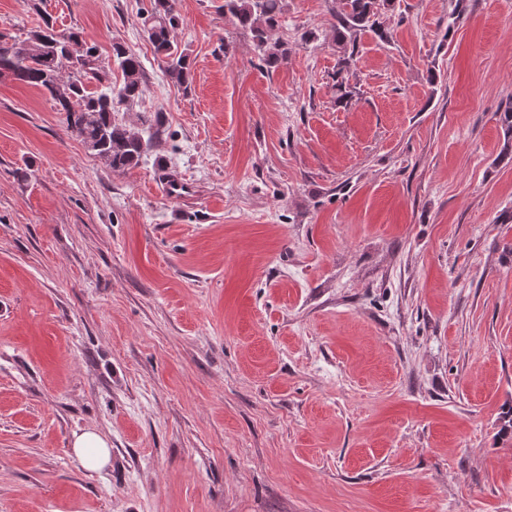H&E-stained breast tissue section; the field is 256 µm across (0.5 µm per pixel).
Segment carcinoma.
Listing matches in <instances>:
<instances>
[{
  "instance_id": "obj_1",
  "label": "carcinoma",
  "mask_w": 512,
  "mask_h": 512,
  "mask_svg": "<svg viewBox=\"0 0 512 512\" xmlns=\"http://www.w3.org/2000/svg\"><path fill=\"white\" fill-rule=\"evenodd\" d=\"M392 0H336L332 17L336 51V76L356 63L358 40L365 33L388 43L391 31L380 25L381 7ZM224 14L236 26L251 33L256 49L269 65L282 61L285 53L269 45L267 33L278 27L283 14L282 0H224ZM141 20L157 55L161 56L168 77L181 89L193 82L188 53L171 39L179 25L177 0H148L141 8ZM112 57L121 70L118 84L100 65L96 47L87 44L80 32L56 30L51 17L20 40L0 30V71L13 79L46 92L55 110L63 116L66 130L114 172L137 167L143 155L165 134L163 110L145 112L138 125L131 127L119 118L120 111L135 104L143 93L144 69L139 56L125 44L112 43ZM506 154L512 153V106L500 117Z\"/></svg>"
}]
</instances>
